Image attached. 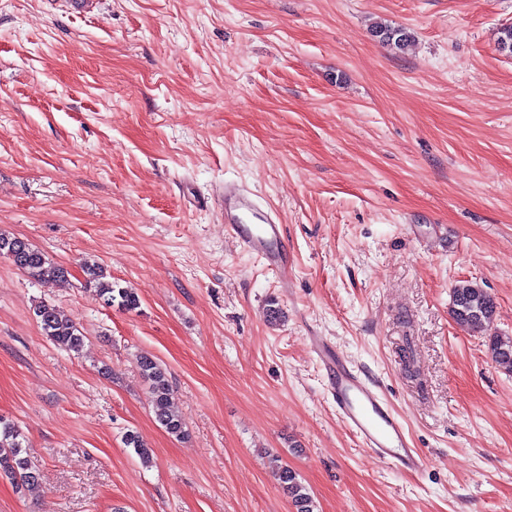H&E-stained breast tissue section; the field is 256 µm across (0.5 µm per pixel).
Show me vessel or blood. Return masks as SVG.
<instances>
[{
	"mask_svg": "<svg viewBox=\"0 0 512 512\" xmlns=\"http://www.w3.org/2000/svg\"><path fill=\"white\" fill-rule=\"evenodd\" d=\"M219 206L227 235L243 251L262 259L280 278H287L292 261L282 247L283 226L271 212L261 209L246 190L232 183L225 184ZM309 344L329 379L337 415L362 446L398 470L421 471L425 457L411 447L404 425L379 389L356 371L327 338L313 336Z\"/></svg>",
	"mask_w": 512,
	"mask_h": 512,
	"instance_id": "vessel-or-blood-1",
	"label": "vessel or blood"
}]
</instances>
